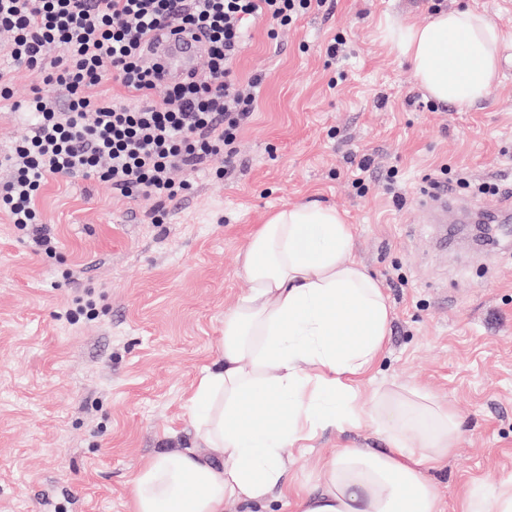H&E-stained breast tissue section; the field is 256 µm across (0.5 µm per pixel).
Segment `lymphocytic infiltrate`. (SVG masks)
I'll use <instances>...</instances> for the list:
<instances>
[{
    "instance_id": "lymphocytic-infiltrate-1",
    "label": "lymphocytic infiltrate",
    "mask_w": 512,
    "mask_h": 512,
    "mask_svg": "<svg viewBox=\"0 0 512 512\" xmlns=\"http://www.w3.org/2000/svg\"><path fill=\"white\" fill-rule=\"evenodd\" d=\"M325 0H0V32L10 68L42 76L22 108L32 129L0 155V212L36 252L52 255L54 237L36 201L48 179L94 178L122 198L158 206L190 194L194 173L216 154L232 172L238 137L258 103L261 76L241 79L237 60L250 22L293 24ZM179 32L202 40L201 70L174 83L157 79L152 40ZM64 56H51L53 47ZM10 68L0 67V99L11 97ZM118 84L124 94L102 93ZM184 179H175V171Z\"/></svg>"
}]
</instances>
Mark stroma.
<instances>
[{"instance_id":"1","label":"stroma","mask_w":512,"mask_h":512,"mask_svg":"<svg viewBox=\"0 0 512 512\" xmlns=\"http://www.w3.org/2000/svg\"><path fill=\"white\" fill-rule=\"evenodd\" d=\"M433 0H327L267 35L255 23L237 69L260 73L258 106L191 193L151 221L155 202L98 180L50 179L38 208L57 240L34 252L0 214V512H133L131 481L151 457L196 445L188 410L201 370L219 355L224 316L250 291L241 272L253 231L283 206L316 202L353 227L354 259L392 307L385 349L363 393L419 387L459 430L441 468L444 512L469 487L512 475V247L434 245L417 199L441 167L512 187V50L490 97L462 111L430 99L384 39L392 21L425 22ZM343 53L328 58L336 37ZM0 107V153L27 129L18 106L40 75L12 74ZM373 174L397 172L395 201L351 184L362 154ZM95 310L63 320L80 297ZM369 428L319 432L293 448L288 491L313 484L337 448H382Z\"/></svg>"}]
</instances>
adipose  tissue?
I'll use <instances>...</instances> for the list:
<instances>
[{"label": "adipose tissue", "instance_id": "adipose-tissue-1", "mask_svg": "<svg viewBox=\"0 0 512 512\" xmlns=\"http://www.w3.org/2000/svg\"><path fill=\"white\" fill-rule=\"evenodd\" d=\"M387 41L435 101L466 110L490 96L508 38L467 7L391 23ZM351 249L344 215L313 204L282 208L254 233L243 259L251 292L225 316L219 357L190 399L198 445L138 470L134 512L263 505L287 488L296 443L363 427L384 435L385 448L337 449L295 512H443L429 474L453 444V422L414 388L363 401L358 379L384 350L392 309Z\"/></svg>", "mask_w": 512, "mask_h": 512}]
</instances>
